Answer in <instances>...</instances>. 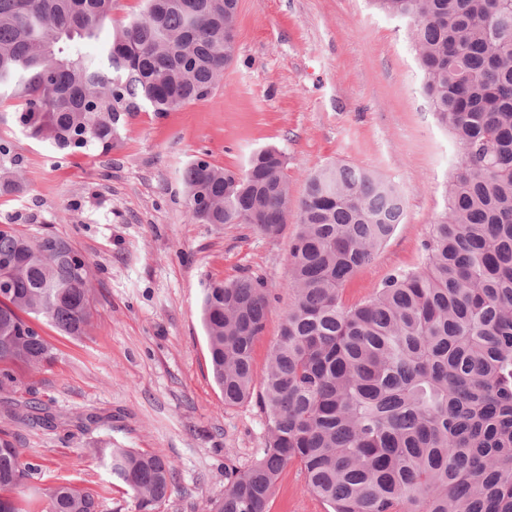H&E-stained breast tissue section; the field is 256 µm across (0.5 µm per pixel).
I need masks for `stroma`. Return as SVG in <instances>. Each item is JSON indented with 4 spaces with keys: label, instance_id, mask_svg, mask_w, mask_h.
I'll return each mask as SVG.
<instances>
[{
    "label": "stroma",
    "instance_id": "35a3bbf8",
    "mask_svg": "<svg viewBox=\"0 0 512 512\" xmlns=\"http://www.w3.org/2000/svg\"><path fill=\"white\" fill-rule=\"evenodd\" d=\"M424 77L404 21L368 0H239L237 56L213 95L166 115L128 120L119 148L64 157L23 136L8 115L22 100L0 99V139L11 141L22 188L0 193V224L30 239L68 238L91 267L94 323L86 336L39 321L52 365L21 370L0 392V429L38 471L24 496L43 508L50 487L93 491L98 512H137L98 455L139 448L166 455L175 487L158 512H208L224 493V467L250 465L268 440L257 400L228 407L211 371L201 299L209 283L242 276L270 290L265 329L253 348L266 371L293 303L285 283L297 226L265 236L243 224H196L181 173L202 157L244 170L251 154L279 149L291 203L309 174L331 161L373 170L405 199V220L344 301L366 300L390 274L419 264L431 224L446 208L460 153L423 93ZM35 400L55 417L30 427L10 416ZM268 512H326L297 465L282 472Z\"/></svg>",
    "mask_w": 512,
    "mask_h": 512
}]
</instances>
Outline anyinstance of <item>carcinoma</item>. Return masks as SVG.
<instances>
[{"mask_svg": "<svg viewBox=\"0 0 512 512\" xmlns=\"http://www.w3.org/2000/svg\"><path fill=\"white\" fill-rule=\"evenodd\" d=\"M140 15L100 44L112 0H0V96L24 100L20 133L66 154L120 142L128 118L208 99L235 57L238 0H143ZM408 24L424 90L460 147L447 210L420 264L348 305L353 276L403 223L395 184L330 164L296 207L286 287L294 297L261 380L253 346L268 290L250 276L204 289L213 375L232 407L252 397L268 420L262 455L224 468L211 512H268L289 464L328 512H512V0H372ZM98 47L96 54L88 47ZM14 145L0 139V188L20 190ZM198 224H245L277 235L288 174L275 148L239 174L204 159L182 174ZM0 389L11 367L39 368L52 349L35 320L67 336L94 316L88 262L63 237L33 241L0 227ZM14 417L53 422L36 401ZM138 512L170 497L173 463L159 452L101 448ZM37 465L0 430V512ZM92 492L59 484L41 512H96Z\"/></svg>", "mask_w": 512, "mask_h": 512, "instance_id": "carcinoma-1", "label": "carcinoma"}]
</instances>
